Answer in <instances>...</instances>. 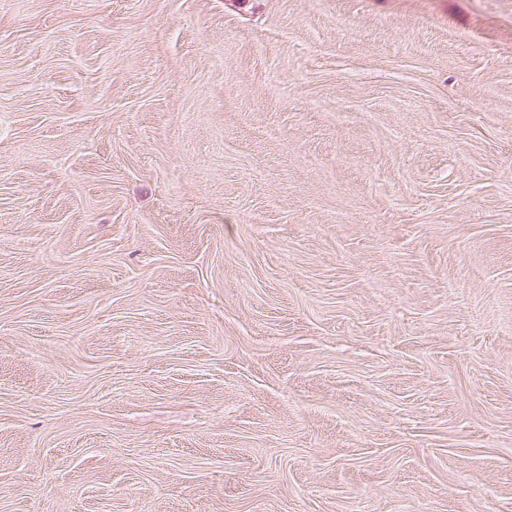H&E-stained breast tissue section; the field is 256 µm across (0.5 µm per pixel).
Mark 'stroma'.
I'll use <instances>...</instances> for the list:
<instances>
[{"instance_id": "1", "label": "stroma", "mask_w": 512, "mask_h": 512, "mask_svg": "<svg viewBox=\"0 0 512 512\" xmlns=\"http://www.w3.org/2000/svg\"><path fill=\"white\" fill-rule=\"evenodd\" d=\"M0 512H512V0H0Z\"/></svg>"}]
</instances>
